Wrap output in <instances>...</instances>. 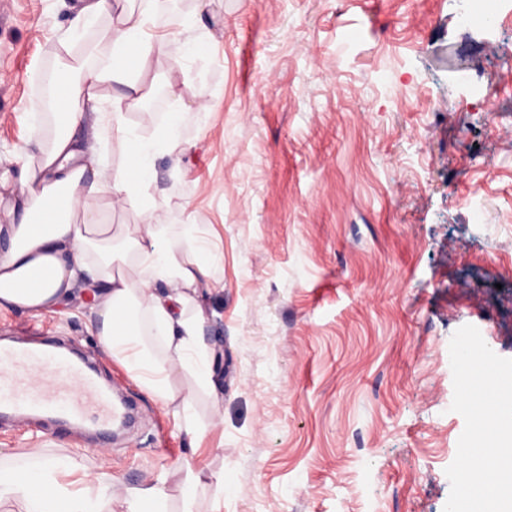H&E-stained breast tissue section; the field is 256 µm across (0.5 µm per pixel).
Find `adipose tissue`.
Listing matches in <instances>:
<instances>
[{
  "mask_svg": "<svg viewBox=\"0 0 512 512\" xmlns=\"http://www.w3.org/2000/svg\"><path fill=\"white\" fill-rule=\"evenodd\" d=\"M110 47L108 61L87 63L68 54L43 76L49 110L37 123L36 150L18 173H0V183L17 179L21 199L0 225V310L21 308L54 314L85 288H93L98 335L105 353L164 404L174 405L179 427L190 435L203 426L191 398L171 383L172 367L212 393L211 351L204 338L207 315L190 292L211 285L207 245L194 242L193 258L179 257L154 224L95 223L97 205L113 203L151 212L167 198L156 186L155 160L182 149L181 109L169 112L151 136L136 134L121 113L101 109V87L122 81L126 63L153 53L175 63L199 56L201 41L181 40L153 29L148 11L128 13L120 29H98ZM105 130L119 143L123 161L97 159L89 130ZM138 268L140 281L124 267ZM74 460L37 467H0V505L18 502L23 512H103L112 498V479L85 473L81 488L59 480Z\"/></svg>",
  "mask_w": 512,
  "mask_h": 512,
  "instance_id": "ef3b65f1",
  "label": "adipose tissue"
}]
</instances>
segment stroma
I'll use <instances>...</instances> for the list:
<instances>
[{"label":"stroma","instance_id":"obj_1","mask_svg":"<svg viewBox=\"0 0 512 512\" xmlns=\"http://www.w3.org/2000/svg\"><path fill=\"white\" fill-rule=\"evenodd\" d=\"M151 0L158 26L197 38L182 67L142 62L127 125L151 103L182 105L192 148L155 161L168 199L151 215L102 199L112 226L185 227L210 245L217 398L184 373L205 426L169 408L107 357L89 307L0 310V338L46 327L138 403L140 427L91 449L84 432L0 428V466L73 459L64 482L112 470L106 512L164 487L167 512H444L465 422L452 412L449 345L476 326L512 358V0L500 22L461 24L457 0ZM76 0H0V172L30 148L41 77L58 54L99 61L71 35ZM467 82H459V73ZM202 467L185 504V463Z\"/></svg>","mask_w":512,"mask_h":512}]
</instances>
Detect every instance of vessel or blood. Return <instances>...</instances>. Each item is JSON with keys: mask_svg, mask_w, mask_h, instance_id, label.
I'll return each instance as SVG.
<instances>
[{"mask_svg": "<svg viewBox=\"0 0 512 512\" xmlns=\"http://www.w3.org/2000/svg\"><path fill=\"white\" fill-rule=\"evenodd\" d=\"M42 370L54 384L43 383ZM0 414L50 418L63 427L89 416L102 428L120 420L123 410L81 361L19 336L0 347Z\"/></svg>", "mask_w": 512, "mask_h": 512, "instance_id": "b4317fda", "label": "vessel or blood"}]
</instances>
